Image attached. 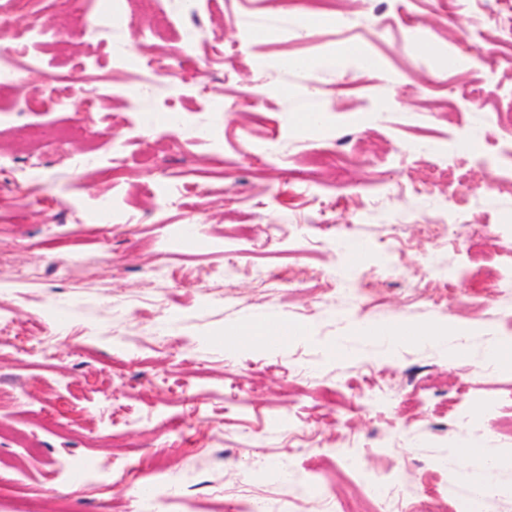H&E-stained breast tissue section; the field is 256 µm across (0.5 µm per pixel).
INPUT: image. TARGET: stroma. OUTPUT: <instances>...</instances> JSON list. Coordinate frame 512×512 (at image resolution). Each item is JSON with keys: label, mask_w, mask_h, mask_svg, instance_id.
Here are the masks:
<instances>
[{"label": "stroma", "mask_w": 512, "mask_h": 512, "mask_svg": "<svg viewBox=\"0 0 512 512\" xmlns=\"http://www.w3.org/2000/svg\"><path fill=\"white\" fill-rule=\"evenodd\" d=\"M193 6L204 38L172 96L214 144L132 139L120 100L62 110L0 88V315L59 337L51 361L0 347V412L17 434L0 442V480L38 512L60 496L70 512H153L138 488L160 458L166 494L192 495L194 512L239 498L316 512L321 489L341 512L359 486L414 470L411 494L436 512L452 476L512 448L499 430L512 364L483 362L512 332V136L494 115L512 109V69L490 64L512 43V0H339L341 31L298 26L274 0ZM0 9L19 29L39 11L44 81L129 83L112 50L145 53L152 25L161 49L178 45L148 13L103 42L63 0ZM215 43L231 71L210 66ZM103 195L121 213L105 228ZM192 218L187 245L177 230ZM267 315L292 338L245 345ZM437 325L470 329L456 364L411 337L390 360L356 333ZM299 427L310 439L288 443ZM116 456L138 467L102 493L56 471Z\"/></svg>", "instance_id": "obj_1"}]
</instances>
